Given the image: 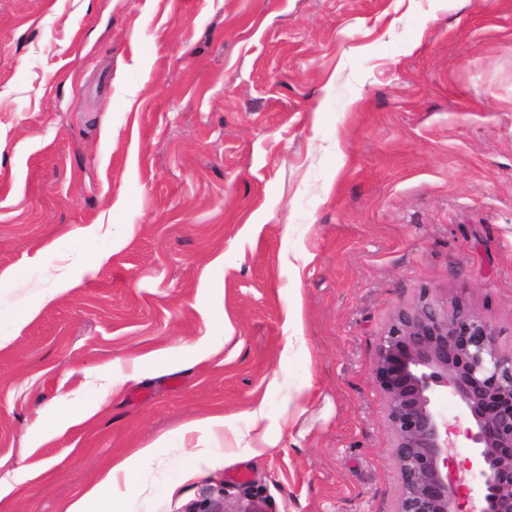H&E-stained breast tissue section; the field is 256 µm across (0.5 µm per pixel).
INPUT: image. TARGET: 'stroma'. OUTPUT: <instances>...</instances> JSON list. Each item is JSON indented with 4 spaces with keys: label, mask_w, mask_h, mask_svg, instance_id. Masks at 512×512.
I'll return each mask as SVG.
<instances>
[{
    "label": "stroma",
    "mask_w": 512,
    "mask_h": 512,
    "mask_svg": "<svg viewBox=\"0 0 512 512\" xmlns=\"http://www.w3.org/2000/svg\"><path fill=\"white\" fill-rule=\"evenodd\" d=\"M424 287L512 350V0H0V512H396ZM158 447L157 444H154L145 448H139L133 454L112 466L101 481L72 502L66 512H122L120 499L113 493L110 495L107 509L98 510L102 509L101 502L103 493L116 486L119 475L126 476L139 469L144 463L151 462L155 459Z\"/></svg>",
    "instance_id": "35a3bbf8"
}]
</instances>
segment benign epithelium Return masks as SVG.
I'll return each instance as SVG.
<instances>
[{"label": "benign epithelium", "instance_id": "7a95c632", "mask_svg": "<svg viewBox=\"0 0 512 512\" xmlns=\"http://www.w3.org/2000/svg\"><path fill=\"white\" fill-rule=\"evenodd\" d=\"M374 382L394 434L397 512H461L462 483L449 469L458 430L437 406L440 389L471 424L462 470L479 487L478 512H512V352L490 322L460 299L423 289L381 336Z\"/></svg>", "mask_w": 512, "mask_h": 512}]
</instances>
